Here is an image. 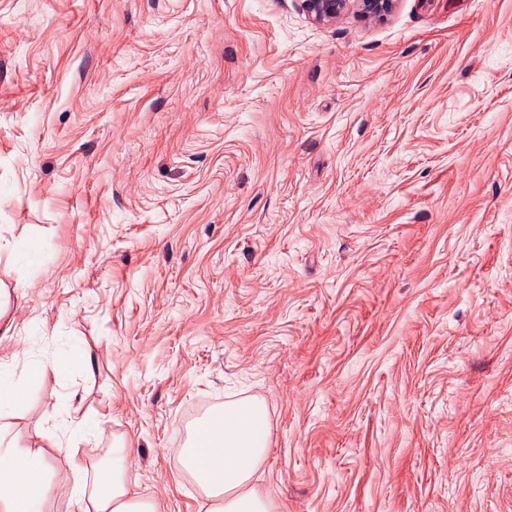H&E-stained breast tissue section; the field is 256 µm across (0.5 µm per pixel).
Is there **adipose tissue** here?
<instances>
[{"label":"adipose tissue","mask_w":512,"mask_h":512,"mask_svg":"<svg viewBox=\"0 0 512 512\" xmlns=\"http://www.w3.org/2000/svg\"><path fill=\"white\" fill-rule=\"evenodd\" d=\"M42 380L40 367L22 378L0 372V512H49L56 484L68 485L77 506L94 512H157L154 503L131 496L125 485L123 451H112L111 465L72 461L56 471L45 441L19 443L11 417ZM270 436L263 401L225 404L203 420L184 451V465L215 504L207 512H271L270 502L250 482L263 462Z\"/></svg>","instance_id":"obj_1"}]
</instances>
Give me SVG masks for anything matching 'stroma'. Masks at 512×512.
<instances>
[{
  "label": "stroma",
  "mask_w": 512,
  "mask_h": 512,
  "mask_svg": "<svg viewBox=\"0 0 512 512\" xmlns=\"http://www.w3.org/2000/svg\"><path fill=\"white\" fill-rule=\"evenodd\" d=\"M40 244L0 366L55 468L119 444L204 512L186 421L257 398L274 512H512V0H0V250ZM302 11L317 23H331L336 18L354 9L367 19H382L388 15L394 0H300ZM70 424L73 426V433L82 440L85 441H101L104 438L105 431L101 426V423L95 418L82 415L72 417L71 413H68Z\"/></svg>",
  "instance_id": "1"
}]
</instances>
